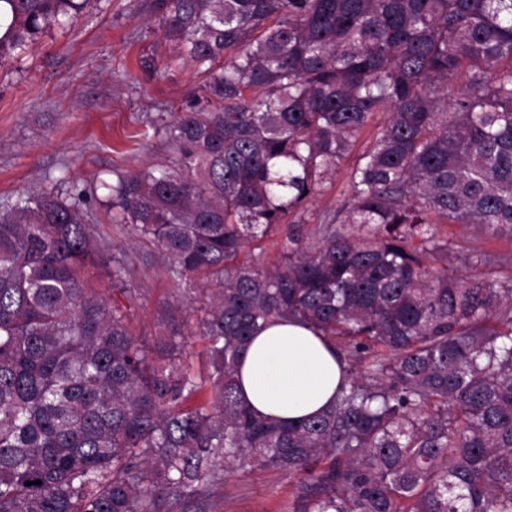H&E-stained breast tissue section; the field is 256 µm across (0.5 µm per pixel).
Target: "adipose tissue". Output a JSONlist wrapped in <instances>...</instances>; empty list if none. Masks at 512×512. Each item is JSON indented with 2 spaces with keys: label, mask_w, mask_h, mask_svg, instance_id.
<instances>
[{
  "label": "adipose tissue",
  "mask_w": 512,
  "mask_h": 512,
  "mask_svg": "<svg viewBox=\"0 0 512 512\" xmlns=\"http://www.w3.org/2000/svg\"><path fill=\"white\" fill-rule=\"evenodd\" d=\"M346 378L345 363L317 330L277 320L251 341L239 367V395L263 415L295 421L329 406Z\"/></svg>",
  "instance_id": "adipose-tissue-1"
}]
</instances>
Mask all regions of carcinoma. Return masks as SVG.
<instances>
[{
    "label": "carcinoma",
    "instance_id": "cac0c4a2",
    "mask_svg": "<svg viewBox=\"0 0 512 512\" xmlns=\"http://www.w3.org/2000/svg\"><path fill=\"white\" fill-rule=\"evenodd\" d=\"M86 2L0 0V60ZM155 7L212 104L159 129L173 164L0 210V512H185L256 463L296 478L288 512H512V255L471 250L498 275L462 277L443 230L512 231V0ZM101 188L172 280L210 289L201 368L179 301L140 339L82 280L127 275L87 222ZM278 226L279 260L252 257ZM291 317L348 379L283 423L238 371Z\"/></svg>",
    "mask_w": 512,
    "mask_h": 512
}]
</instances>
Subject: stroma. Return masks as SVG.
<instances>
[{
  "instance_id": "1",
  "label": "stroma",
  "mask_w": 512,
  "mask_h": 512,
  "mask_svg": "<svg viewBox=\"0 0 512 512\" xmlns=\"http://www.w3.org/2000/svg\"><path fill=\"white\" fill-rule=\"evenodd\" d=\"M147 60L159 72L146 71ZM207 106L201 75L163 36L155 0H89L73 22L0 60V206L26 190L82 186L112 170L171 162L160 127ZM89 223L128 270L134 298L121 311L131 333L155 335L162 302L179 291L162 255L104 207L93 209ZM294 483L260 465L231 469L195 510L287 512Z\"/></svg>"
}]
</instances>
